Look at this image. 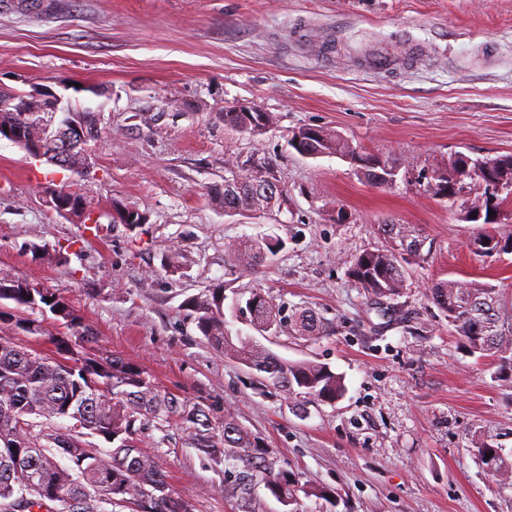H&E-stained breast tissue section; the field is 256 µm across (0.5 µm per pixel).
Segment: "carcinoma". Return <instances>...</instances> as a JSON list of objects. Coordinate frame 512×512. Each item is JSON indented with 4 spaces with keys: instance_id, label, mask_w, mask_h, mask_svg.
Returning a JSON list of instances; mask_svg holds the SVG:
<instances>
[{
    "instance_id": "cac0c4a2",
    "label": "carcinoma",
    "mask_w": 512,
    "mask_h": 512,
    "mask_svg": "<svg viewBox=\"0 0 512 512\" xmlns=\"http://www.w3.org/2000/svg\"><path fill=\"white\" fill-rule=\"evenodd\" d=\"M49 113L0 112V126L19 128L37 139L46 162L79 171L84 165L82 148L61 138L40 137ZM276 124L270 112L247 114L224 110V125L250 135L264 133ZM306 150L336 154L355 161L372 185L394 181L396 167L383 157L362 151L338 134L322 128H306ZM489 170L459 154L448 167L432 170L427 182L434 195L466 189L464 179L478 183L481 193L467 197L474 207L487 201L489 183L509 187L497 196V205L512 200V154L483 161ZM228 214L263 212L281 203L285 191L261 166L224 181L217 191ZM115 211L136 227L148 221L147 213L122 203ZM381 245L356 256L349 275L382 305L395 301L407 288L409 266L422 257L425 239L411 224L387 221L377 225ZM477 242L491 247L480 254L499 256L512 249V237L483 234ZM283 249V241L246 239L227 245L230 268H248ZM52 302H46V298ZM429 299L448 318L471 353L492 359L502 380L512 382V313L501 307L498 290L475 281L447 280L429 288ZM205 339L224 355L257 372L258 383L282 392L298 409L308 403L331 404L342 396L344 380L329 367L311 362L289 363L248 337L237 339L226 330L224 284L185 302ZM250 325L261 333L284 330L297 336L318 338L331 326L310 307H298L283 315L261 293L246 303ZM52 315L50 330L43 316ZM0 325L30 339L49 337L55 355L44 356L13 336H0V505L20 494V512L48 505L47 512H72L68 500L84 495V489L112 478V512H124L129 504L143 503V512H195V505L178 495L167 481L160 448L178 439L187 448L216 464L243 463L235 481L224 484V496L246 499L255 480L263 482L285 507L297 501L298 485L287 469L276 467L272 452L262 447L235 419L224 417L222 429L212 423L207 405L190 402L163 389L155 379L131 361L104 352L98 333L83 321L64 298L37 283L9 274L0 275ZM76 337L74 343L71 337ZM162 436L155 437L153 432ZM111 444L106 450L94 442ZM482 467L503 487L512 488V448L474 434ZM491 457H486V454Z\"/></svg>"
}]
</instances>
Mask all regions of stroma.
<instances>
[{
    "instance_id": "35a3bbf8",
    "label": "stroma",
    "mask_w": 512,
    "mask_h": 512,
    "mask_svg": "<svg viewBox=\"0 0 512 512\" xmlns=\"http://www.w3.org/2000/svg\"><path fill=\"white\" fill-rule=\"evenodd\" d=\"M45 86L63 107L98 112L103 133L82 176L0 140V273L64 296L100 347L205 402L213 422L232 416L299 486L326 488L299 496V512H512V489L470 440L512 448V388L428 297L433 281H475L503 289L512 311V253L476 255L487 225L423 185L455 154L512 153V0H0V91ZM240 104L273 113L274 127L227 130L224 109ZM301 127L385 156L395 183L372 187L337 155H300L289 140ZM260 165L284 202L225 213L216 187ZM73 183L99 217L97 236L49 205L50 190ZM117 201L148 223L113 222ZM387 220L415 225L427 248L393 316L348 275ZM245 235L286 247L258 269L229 271L224 248ZM173 251L180 267L168 273L161 258ZM218 282L230 333L329 366L343 396L295 410L217 352L184 303ZM256 292L313 308L334 333L255 335L241 312ZM163 462L196 512H284L260 484L250 502L226 498L235 471L196 449L164 448Z\"/></svg>"
}]
</instances>
